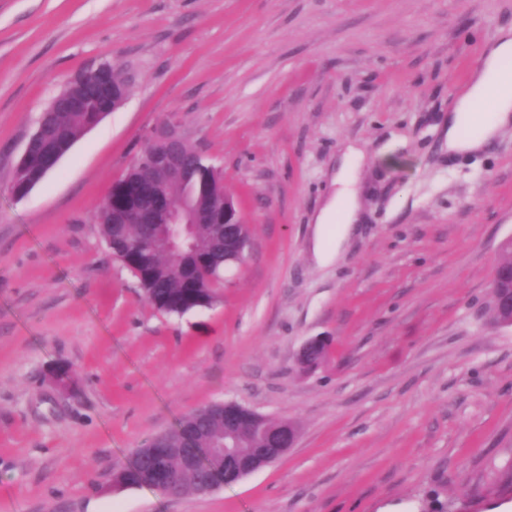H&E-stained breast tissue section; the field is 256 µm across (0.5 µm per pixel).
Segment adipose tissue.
<instances>
[{"label":"adipose tissue","instance_id":"ef3b65f1","mask_svg":"<svg viewBox=\"0 0 512 512\" xmlns=\"http://www.w3.org/2000/svg\"><path fill=\"white\" fill-rule=\"evenodd\" d=\"M512 125V37L502 36L479 60L470 88L448 114L444 140L449 154L474 153L485 148L498 132ZM357 146H347L334 184L336 189L316 219L319 263H330L335 249L324 245L327 230H334L337 242H344L362 209V186L351 158L359 156Z\"/></svg>","mask_w":512,"mask_h":512}]
</instances>
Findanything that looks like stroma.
Returning <instances> with one entry per match:
<instances>
[{
  "label": "stroma",
  "mask_w": 512,
  "mask_h": 512,
  "mask_svg": "<svg viewBox=\"0 0 512 512\" xmlns=\"http://www.w3.org/2000/svg\"><path fill=\"white\" fill-rule=\"evenodd\" d=\"M507 32L512 0H0V512H512V327L490 313L512 127L453 158L439 130ZM102 58L125 103L16 198L43 109ZM169 119L250 231L214 304L181 316L92 219ZM351 142L363 222L321 264L315 219ZM316 336L329 357L302 372ZM219 401L293 422L294 447L207 494L113 486ZM329 349V340L315 337L306 340L297 352V362L304 370H309L318 364Z\"/></svg>",
  "instance_id": "1"
}]
</instances>
